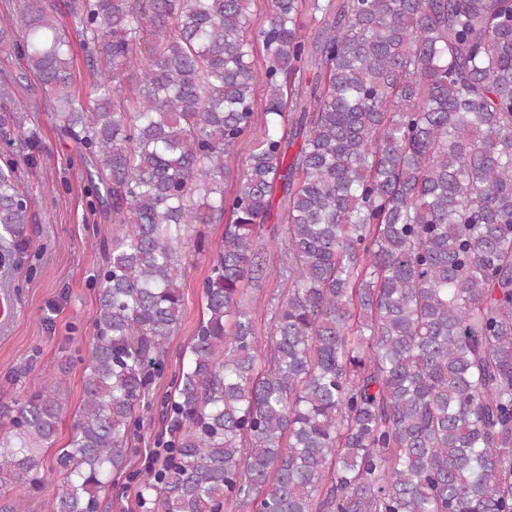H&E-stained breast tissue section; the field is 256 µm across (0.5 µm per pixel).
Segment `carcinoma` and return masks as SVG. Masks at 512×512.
<instances>
[{
	"instance_id": "carcinoma-1",
	"label": "carcinoma",
	"mask_w": 512,
	"mask_h": 512,
	"mask_svg": "<svg viewBox=\"0 0 512 512\" xmlns=\"http://www.w3.org/2000/svg\"><path fill=\"white\" fill-rule=\"evenodd\" d=\"M21 0L0 48L45 91L114 224L47 512H99L224 223L145 512H512V0ZM92 77L75 89L73 40ZM263 131L229 191L227 161ZM31 201L0 166V242ZM270 245L285 289L255 336ZM62 379L0 404L6 489L40 488Z\"/></svg>"
}]
</instances>
